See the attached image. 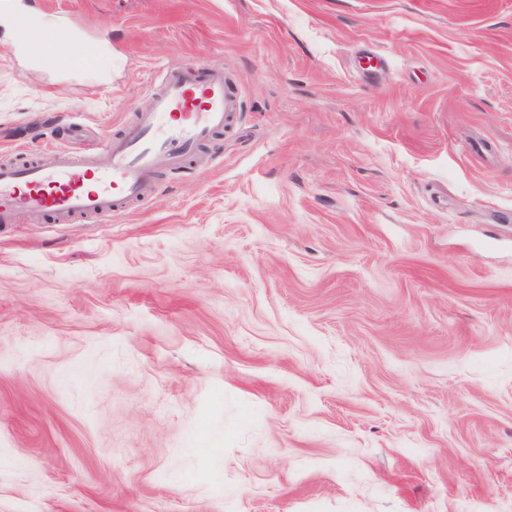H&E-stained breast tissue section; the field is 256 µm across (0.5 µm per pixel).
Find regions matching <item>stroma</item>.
Masks as SVG:
<instances>
[{
    "mask_svg": "<svg viewBox=\"0 0 512 512\" xmlns=\"http://www.w3.org/2000/svg\"><path fill=\"white\" fill-rule=\"evenodd\" d=\"M31 21L0 163L106 159L200 57L241 110L107 221L0 224V512H512V0ZM16 41L39 52H46L51 40L38 28L27 21H21L17 25Z\"/></svg>",
    "mask_w": 512,
    "mask_h": 512,
    "instance_id": "1",
    "label": "stroma"
}]
</instances>
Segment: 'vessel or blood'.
<instances>
[{"instance_id":"1","label":"vessel or blood","mask_w":512,"mask_h":512,"mask_svg":"<svg viewBox=\"0 0 512 512\" xmlns=\"http://www.w3.org/2000/svg\"><path fill=\"white\" fill-rule=\"evenodd\" d=\"M16 40L41 52L50 44L26 21L18 23ZM151 97V108L136 113L124 133L107 142V162L87 151L53 150L36 161L1 165L0 224L24 218L65 224L106 217L148 199L160 170L183 167L239 110L231 80L201 59L165 69Z\"/></svg>"}]
</instances>
